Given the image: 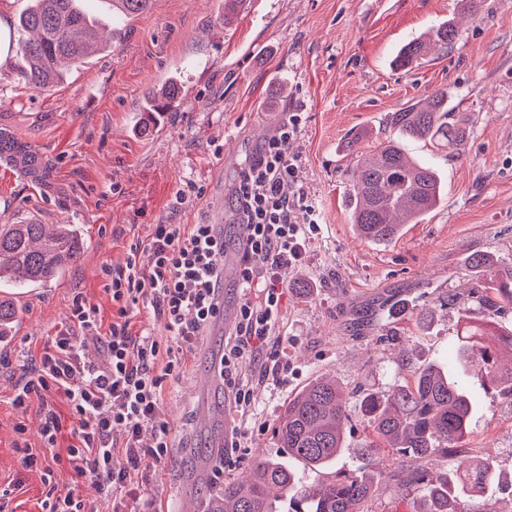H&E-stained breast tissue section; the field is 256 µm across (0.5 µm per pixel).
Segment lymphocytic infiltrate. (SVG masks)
<instances>
[{"label":"lymphocytic infiltrate","mask_w":512,"mask_h":512,"mask_svg":"<svg viewBox=\"0 0 512 512\" xmlns=\"http://www.w3.org/2000/svg\"><path fill=\"white\" fill-rule=\"evenodd\" d=\"M302 125L289 113L274 134L241 167L232 206L248 233L239 246L238 286L246 294L230 339L224 345V383L239 412H248L252 392L239 380L244 365L258 358L276 325L283 300L279 273L300 263L303 241L316 232V209L299 187L300 159L292 150ZM308 212L307 225L292 214ZM226 242L213 225L158 224L147 244L150 266L141 267L138 247L125 261L106 268V290L116 314L103 326L98 309L76 297L73 330L57 332L15 387L12 403H37L42 416L41 446L33 448L17 426L13 450L19 466L38 470L47 488L42 512H100L80 487L93 481L111 501L112 512H131L134 483L140 471L165 463L171 430L162 411L166 384L184 367L198 336L218 312L224 284ZM146 306L164 321L166 340L148 331L133 332L130 313ZM101 343L102 365L81 356L84 340ZM152 444H143L144 430ZM127 458L126 468L112 466L114 452ZM68 470L65 487L55 485V467Z\"/></svg>","instance_id":"f902f5d3"}]
</instances>
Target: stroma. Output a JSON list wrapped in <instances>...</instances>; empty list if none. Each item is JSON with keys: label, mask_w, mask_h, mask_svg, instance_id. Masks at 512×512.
I'll return each mask as SVG.
<instances>
[{"label": "stroma", "mask_w": 512, "mask_h": 512, "mask_svg": "<svg viewBox=\"0 0 512 512\" xmlns=\"http://www.w3.org/2000/svg\"><path fill=\"white\" fill-rule=\"evenodd\" d=\"M80 6L98 29L112 32L109 48L70 67L46 91L0 81V128L13 130L45 164L35 178L0 168V224L29 210L84 237L82 258L47 287L21 294L0 288L18 313L0 357L16 366L37 358L48 337L69 326L78 295L111 323L103 268L147 242L154 225L222 219L225 253L237 258L247 235L229 205L239 169L286 113L298 112L299 184L320 212V229L305 262L283 275L269 349L287 362L288 374L273 380L261 359L243 366L254 401L244 414L221 396L222 427L237 433L240 446L225 452L224 474L209 487L240 479L254 457L285 456L274 434L278 419L289 397L316 377L336 379L353 403L359 393L408 381L410 364H434L453 372L473 400L467 455L493 459L500 474L473 508L486 501L496 512H512V395L480 385L479 364L457 357L465 318L483 317L469 291L486 278L469 271L467 254L512 256V0H484L473 18L462 0H247L229 26L224 0H153L128 20L113 14L109 0ZM449 20L459 30L453 49L432 52L407 72L394 67L402 45ZM174 73L185 88L180 110L141 111L145 89ZM442 88L472 128L464 155L403 143L415 158H434L439 202L391 242L360 238L351 224L345 139L361 133L365 152H376L392 134L389 112ZM189 182L200 197L178 205L176 193ZM299 281L307 294L295 293ZM396 298L404 299L407 314L357 325L363 313ZM419 312L425 324L416 323ZM224 341L200 336L186 369L167 386L162 409L172 448L144 477L140 512H173L181 504L183 475L210 439L199 420L203 351L223 349ZM407 348L409 364L402 360ZM16 382L0 374V490L14 486L11 512H40L41 475L19 470L13 451L16 423L26 424L35 444L40 420L36 410L13 406ZM344 433L347 449L334 470L308 479L373 471L379 488L363 512H416L425 488L403 494L398 480L412 469L434 479L456 464L452 457L405 461L389 452L365 460L357 449L370 429L357 415Z\"/></svg>", "instance_id": "stroma-1"}]
</instances>
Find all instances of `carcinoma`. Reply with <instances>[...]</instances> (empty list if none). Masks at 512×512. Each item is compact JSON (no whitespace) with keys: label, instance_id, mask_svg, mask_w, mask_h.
I'll use <instances>...</instances> for the list:
<instances>
[{"label":"carcinoma","instance_id":"obj_1","mask_svg":"<svg viewBox=\"0 0 512 512\" xmlns=\"http://www.w3.org/2000/svg\"><path fill=\"white\" fill-rule=\"evenodd\" d=\"M127 17L152 5V0H112ZM18 27L30 37L10 42V51L20 56L23 67L4 73L23 80L34 89L45 90L62 77L61 67L86 59L97 50L95 19L78 7L77 0H34ZM434 44L447 50L456 43L458 30L451 23L433 29ZM422 41L415 39L399 51L395 65L412 68L424 56ZM184 87L175 79L149 89L141 103L143 112H169L183 101ZM393 137L372 155L364 152L363 137L348 138L344 151L356 158L349 169L351 218L358 235L368 241L394 240L405 224L430 211L441 192L437 172L428 163L414 161L403 150L405 140L427 141L460 156L471 131L467 122L448 111V89L443 88L392 113ZM83 255L82 240L67 225L0 224V282L18 289L52 282ZM472 269L494 267L490 282L473 290L471 298L480 308L495 310L506 301L512 305V257L496 262L474 251L468 255ZM17 311L0 300V337L12 332ZM482 325L465 326L459 353L477 356L484 364L483 386L512 392V355L505 362L498 351L512 352V330L496 333L491 345L473 343L482 336ZM358 410L370 423L372 437L357 452L371 456L388 451L399 457H446L467 434L471 402L458 382L434 366H415L412 380L396 385L386 394L366 392ZM349 419L345 398L336 382L318 377L288 400L279 418L276 436L288 456L317 472L334 464L347 450L343 427ZM495 474L489 458L462 457L452 478L428 486L417 512H468L463 501L451 495L454 486L470 498L482 497ZM379 478L362 471L338 472L334 478L312 486L289 465L288 460L255 457L242 480L224 483L214 497L212 512H276L273 500L283 499L286 512H363L361 507L374 492Z\"/></svg>","mask_w":512,"mask_h":512}]
</instances>
